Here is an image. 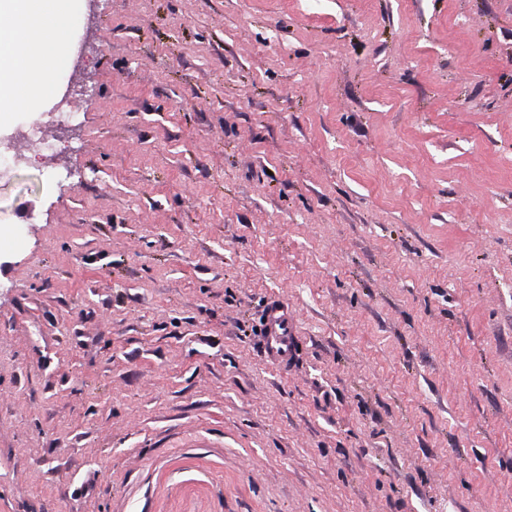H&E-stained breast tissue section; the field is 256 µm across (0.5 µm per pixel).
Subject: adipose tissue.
<instances>
[{"label":"adipose tissue","instance_id":"1","mask_svg":"<svg viewBox=\"0 0 512 512\" xmlns=\"http://www.w3.org/2000/svg\"><path fill=\"white\" fill-rule=\"evenodd\" d=\"M79 22L76 0H0V127L56 95Z\"/></svg>","mask_w":512,"mask_h":512}]
</instances>
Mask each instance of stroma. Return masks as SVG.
Listing matches in <instances>:
<instances>
[{"label": "stroma", "instance_id": "35a3bbf8", "mask_svg": "<svg viewBox=\"0 0 512 512\" xmlns=\"http://www.w3.org/2000/svg\"><path fill=\"white\" fill-rule=\"evenodd\" d=\"M80 12L0 130V512H512V0ZM261 342L263 354L270 363L287 368L292 362L298 347V336H295L294 320L284 302L275 301L268 305Z\"/></svg>", "mask_w": 512, "mask_h": 512}]
</instances>
